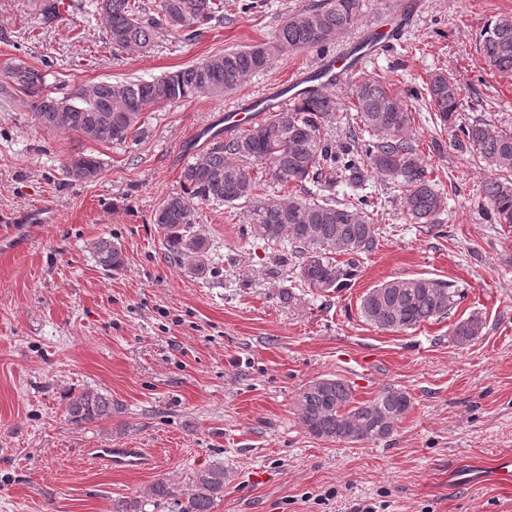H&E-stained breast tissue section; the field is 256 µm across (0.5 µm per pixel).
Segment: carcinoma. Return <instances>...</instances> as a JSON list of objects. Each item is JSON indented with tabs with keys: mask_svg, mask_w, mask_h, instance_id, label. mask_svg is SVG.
I'll list each match as a JSON object with an SVG mask.
<instances>
[{
	"mask_svg": "<svg viewBox=\"0 0 512 512\" xmlns=\"http://www.w3.org/2000/svg\"><path fill=\"white\" fill-rule=\"evenodd\" d=\"M43 25L61 17L64 0H32ZM89 18L105 23L112 55L147 47L163 28L186 41L195 40L214 20L222 18L224 0H84ZM361 0H321L299 9L281 24L274 40L245 49L208 55L192 65L151 81H97L75 86L58 95L47 81L48 73L24 62L6 69L38 125L48 131H74L85 140L121 143L140 128L142 115L152 108L185 102L199 96H229L254 74L266 70L285 51L326 52L336 38L353 27L360 16ZM478 49L500 75H512V18L490 22L480 35ZM424 95L433 120L454 130L457 143L476 151L494 166L499 176L482 185L498 224H512V129L496 127L482 119L456 125L458 86L443 72L424 82ZM352 106L358 131L351 145L336 150L328 132L336 110L330 94L311 90L303 97L269 112L250 126L227 136L217 132L207 146L190 154L180 173L181 192L168 195L155 210L152 222L163 231L164 247L175 261L193 259L189 272L203 276L212 271L208 240L193 230V204L247 208L246 237L264 244L269 259L292 268L302 285L320 294L348 287L363 257L377 248V229L370 217L374 203L364 193L368 174L374 173L403 201L412 224L439 226L447 197L429 177L412 137L415 118L401 98L384 82L369 79L354 85ZM81 167L80 181L92 182L102 172L101 162L79 153L63 163ZM255 164L268 167L269 180L280 185L277 199L265 197V188L251 176ZM343 183L353 200L339 202L324 193ZM316 192L304 198L294 189ZM100 265L123 266L119 244L101 238L94 245ZM461 296L445 280L429 277L386 281L365 293L362 317L374 327L393 332L411 330L431 319L445 318ZM484 323L471 314L451 331L459 346L482 335ZM412 405L411 396L388 386L367 401L353 396L351 385L334 377H318L298 392L296 411L311 435L335 442L376 441L390 436ZM118 406L112 398L86 390L66 403L67 420L76 425L112 418ZM224 494V469L199 470L182 512H213Z\"/></svg>",
	"mask_w": 512,
	"mask_h": 512,
	"instance_id": "obj_1",
	"label": "carcinoma"
}]
</instances>
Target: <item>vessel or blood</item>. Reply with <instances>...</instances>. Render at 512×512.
Masks as SVG:
<instances>
[{
	"instance_id": "vessel-or-blood-1",
	"label": "vessel or blood",
	"mask_w": 512,
	"mask_h": 512,
	"mask_svg": "<svg viewBox=\"0 0 512 512\" xmlns=\"http://www.w3.org/2000/svg\"><path fill=\"white\" fill-rule=\"evenodd\" d=\"M412 23L409 11L396 13L395 22L385 32L384 39L363 49L347 48L337 54L323 57L315 67L292 76L288 82L270 86L262 95L248 100L224 115L225 131L257 119L260 113L273 111L283 104L302 96L309 88L322 91L335 86L347 73L359 69L373 55L383 51L390 44L399 41ZM91 455L94 460L116 470H140L146 468L150 459L142 448H95Z\"/></svg>"
}]
</instances>
